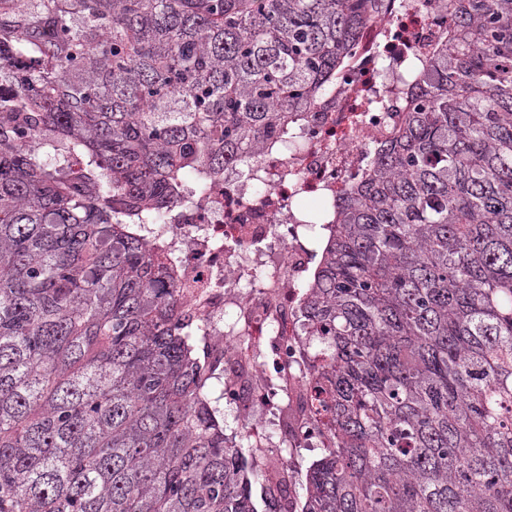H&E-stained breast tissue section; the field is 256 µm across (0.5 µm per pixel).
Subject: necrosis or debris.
<instances>
[{"instance_id": "4bbe7bcc", "label": "necrosis or debris", "mask_w": 512, "mask_h": 512, "mask_svg": "<svg viewBox=\"0 0 512 512\" xmlns=\"http://www.w3.org/2000/svg\"><path fill=\"white\" fill-rule=\"evenodd\" d=\"M448 34L446 0H381L288 139L225 170L173 222L140 227L167 252L236 438L269 461L290 467L297 451L325 445L299 320L319 253L299 210L331 205L365 180L409 109L414 64Z\"/></svg>"}]
</instances>
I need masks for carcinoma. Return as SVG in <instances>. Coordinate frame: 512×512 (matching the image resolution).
I'll use <instances>...</instances> for the list:
<instances>
[{
  "label": "carcinoma",
  "instance_id": "cac0c4a2",
  "mask_svg": "<svg viewBox=\"0 0 512 512\" xmlns=\"http://www.w3.org/2000/svg\"><path fill=\"white\" fill-rule=\"evenodd\" d=\"M376 2L0 0V512H282L129 225L285 135ZM448 14L318 224L300 512H512V0Z\"/></svg>",
  "mask_w": 512,
  "mask_h": 512
}]
</instances>
